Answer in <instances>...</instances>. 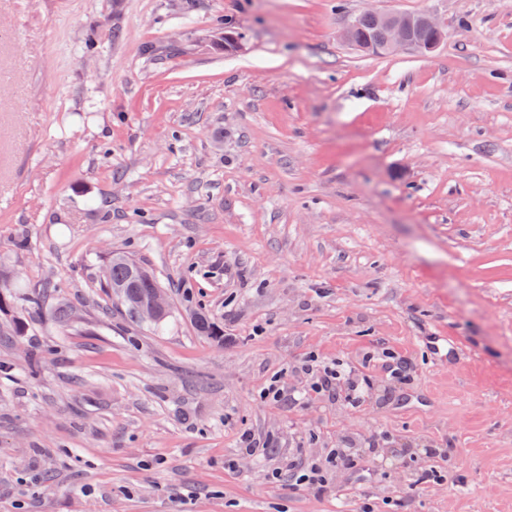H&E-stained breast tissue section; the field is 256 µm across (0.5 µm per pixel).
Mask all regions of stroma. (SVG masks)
Segmentation results:
<instances>
[{
	"label": "stroma",
	"instance_id": "35a3bbf8",
	"mask_svg": "<svg viewBox=\"0 0 512 512\" xmlns=\"http://www.w3.org/2000/svg\"><path fill=\"white\" fill-rule=\"evenodd\" d=\"M368 8L447 38L364 54ZM113 251L160 328L101 288ZM2 280L0 512H512V0H0ZM378 437L325 491L272 477ZM426 445L457 464L422 483ZM105 269L107 276L104 277L102 288L121 301L131 318L145 322L142 321L140 313L144 319L153 320L164 310L167 299L161 286L156 278L134 259L122 252L112 253L105 261ZM147 296L139 313L141 301ZM168 313L167 307L156 320L147 323L160 326ZM303 369L317 372V380L313 383L316 392L336 391L341 382L345 389L343 399L353 408H359L363 403L362 390L369 384L367 376L355 367L341 368L340 364L318 362V358L311 357Z\"/></svg>",
	"mask_w": 512,
	"mask_h": 512
}]
</instances>
